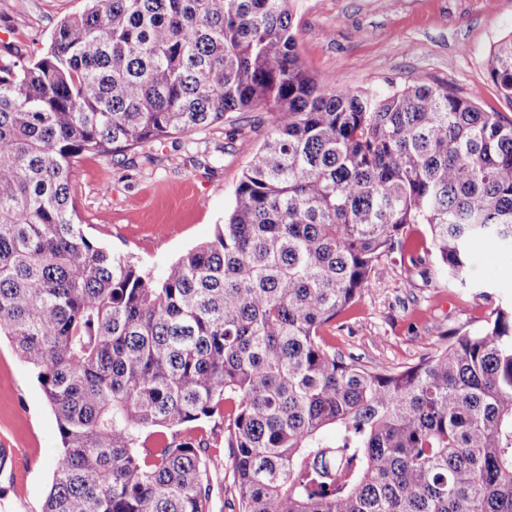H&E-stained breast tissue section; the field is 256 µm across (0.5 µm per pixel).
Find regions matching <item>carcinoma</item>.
Returning a JSON list of instances; mask_svg holds the SVG:
<instances>
[{"label":"carcinoma","instance_id":"1","mask_svg":"<svg viewBox=\"0 0 512 512\" xmlns=\"http://www.w3.org/2000/svg\"><path fill=\"white\" fill-rule=\"evenodd\" d=\"M91 2L0 65V336L62 441L42 512H213L221 469L238 512H512V304L401 370L322 335L414 224L456 288L479 243L512 261V121L317 81L296 0ZM488 76L512 104V34ZM255 107L232 211L163 280L86 235L81 157Z\"/></svg>","mask_w":512,"mask_h":512}]
</instances>
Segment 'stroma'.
<instances>
[{
    "label": "stroma",
    "instance_id": "obj_1",
    "mask_svg": "<svg viewBox=\"0 0 512 512\" xmlns=\"http://www.w3.org/2000/svg\"><path fill=\"white\" fill-rule=\"evenodd\" d=\"M87 0H0V61L38 57L57 24ZM300 59L338 89L382 95L424 79L512 121V104L489 81L490 47L512 34V0H299ZM274 113L232 112L222 122L111 158L87 155L73 171L88 237L162 278L187 250L210 240L234 202L250 148ZM471 288H452L434 262L380 261L372 285L324 334L370 367L401 368L476 331L512 302V268L494 243L474 252ZM61 438L52 408L11 343L0 339V512H41Z\"/></svg>",
    "mask_w": 512,
    "mask_h": 512
}]
</instances>
